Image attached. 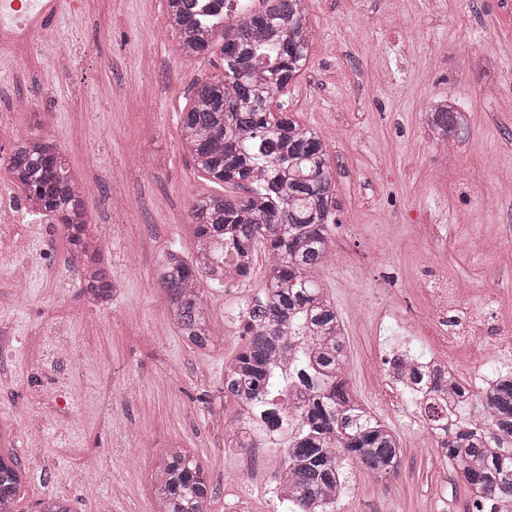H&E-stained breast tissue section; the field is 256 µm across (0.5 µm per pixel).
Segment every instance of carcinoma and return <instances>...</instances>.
<instances>
[{
    "instance_id": "cac0c4a2",
    "label": "carcinoma",
    "mask_w": 512,
    "mask_h": 512,
    "mask_svg": "<svg viewBox=\"0 0 512 512\" xmlns=\"http://www.w3.org/2000/svg\"><path fill=\"white\" fill-rule=\"evenodd\" d=\"M167 2V25L188 56L208 52L216 28L224 26V73L194 86L180 129L198 170L234 192L196 200L194 258L169 251L159 284L179 335L204 349L213 344V329L200 279L219 287L226 275L249 279L256 247L263 246L270 257L263 290L246 315L244 341L224 368V391L236 407L227 443L280 448L288 512H336L344 460L383 480L397 473L402 447L350 385L344 326L318 278L333 244L334 174L323 135L284 104L308 60L307 0H261L250 11L227 0ZM275 100L277 117L270 112ZM426 112V123L448 142L466 140L469 117L453 100L433 101ZM8 169L28 207L59 219L71 259L81 267V293L109 303L112 277L88 224L83 187L56 140H20ZM226 250L237 257L228 272ZM412 360L398 354L386 361L387 372L409 376L404 393L426 415L471 499L482 500L484 512H512V374L475 393L454 368L411 370ZM26 477L15 452L0 453V512H13ZM154 494L157 512H207L213 498L200 461L185 448H169L159 459Z\"/></svg>"
}]
</instances>
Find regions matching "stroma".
<instances>
[{
	"label": "stroma",
	"mask_w": 512,
	"mask_h": 512,
	"mask_svg": "<svg viewBox=\"0 0 512 512\" xmlns=\"http://www.w3.org/2000/svg\"><path fill=\"white\" fill-rule=\"evenodd\" d=\"M307 69L288 109L329 143L337 201L333 253L319 271L344 323L350 384L402 444L394 477L344 463L337 512H468L464 481L407 398L386 400L374 364L404 350L461 365L467 353L422 314L423 267L436 265L474 309L512 326V0H308ZM167 0H77L33 21L31 45L0 38V448L28 478L15 512L53 495L70 512H156L152 473L172 446L202 460L209 512H275L265 486L272 448H232L224 367L242 341L240 308L259 295L267 255L245 287L201 283L218 333L198 349L168 322L157 273L173 248H195L190 209L223 185L182 146L179 118L197 82L220 73L224 42L189 57L166 28ZM108 97H101L103 87ZM452 97L470 116L466 143L442 157L426 134L427 102ZM49 135L84 179L89 222L112 265V304L95 309L67 262L56 217L17 210L14 143ZM126 211L112 221L108 198ZM468 240L470 250L457 249ZM28 265L23 283L6 259ZM420 312L391 339L385 309ZM461 378L473 384V371ZM38 452H31L32 443Z\"/></svg>",
	"instance_id": "obj_1"
}]
</instances>
